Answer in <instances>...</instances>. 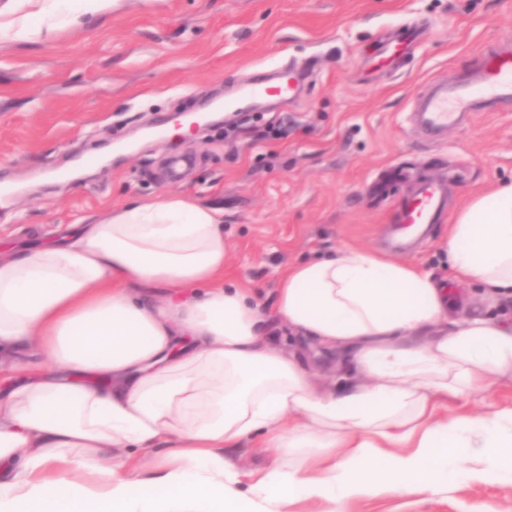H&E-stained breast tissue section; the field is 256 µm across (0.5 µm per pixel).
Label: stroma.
Instances as JSON below:
<instances>
[{"instance_id":"stroma-1","label":"stroma","mask_w":512,"mask_h":512,"mask_svg":"<svg viewBox=\"0 0 512 512\" xmlns=\"http://www.w3.org/2000/svg\"><path fill=\"white\" fill-rule=\"evenodd\" d=\"M412 20L427 39L396 72L362 63L377 34ZM512 40V0H119L111 11L37 43H0V248L28 249L108 206L183 193L224 211V281L259 291L273 306L288 266L347 248L409 262L455 294V317L512 323V296L485 298L448 261L447 224L410 247L394 246V200L420 180L448 183L449 215L472 196L512 181V111L474 112L437 143L424 141L414 100L436 78L477 67ZM316 67L300 99L254 112H226L191 137H150L176 114L206 110L256 73ZM288 132L265 137L269 123ZM191 165L171 174L168 162ZM77 168L58 182V172ZM266 333L302 348L335 377L346 357L276 318ZM512 407V382L449 416ZM512 512V480H460L433 496L381 495L347 512Z\"/></svg>"}]
</instances>
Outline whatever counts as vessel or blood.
<instances>
[{
	"instance_id": "b4317fda",
	"label": "vessel or blood",
	"mask_w": 512,
	"mask_h": 512,
	"mask_svg": "<svg viewBox=\"0 0 512 512\" xmlns=\"http://www.w3.org/2000/svg\"><path fill=\"white\" fill-rule=\"evenodd\" d=\"M425 34V26L408 24L395 34L381 37L376 52L366 61L368 69L374 74L397 70ZM305 81L304 74L291 69L260 73L242 84L233 97L225 99L224 109L240 112L261 109L272 102L293 101ZM488 107H512L511 42L487 52L482 63L464 76L432 81L414 104L421 129L431 136L442 135L466 114ZM445 205V189L440 180L433 178L396 202L394 221L419 232L442 221Z\"/></svg>"
}]
</instances>
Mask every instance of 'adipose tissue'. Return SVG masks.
<instances>
[{
  "mask_svg": "<svg viewBox=\"0 0 512 512\" xmlns=\"http://www.w3.org/2000/svg\"><path fill=\"white\" fill-rule=\"evenodd\" d=\"M112 0H9L0 42H37ZM457 275L512 295V183L473 197L448 232ZM223 211L170 194L0 253V351L35 346L50 368L0 389V512H344L384 493L439 494L512 477V409L448 417V402L512 379V329L449 318L430 274L366 251L289 267L272 314L351 351L360 381L315 384L271 344L269 313L225 286ZM192 289L150 302L143 289ZM249 442L284 464L242 473ZM166 454L152 470L127 449Z\"/></svg>",
  "mask_w": 512,
  "mask_h": 512,
  "instance_id": "1",
  "label": "adipose tissue"
}]
</instances>
